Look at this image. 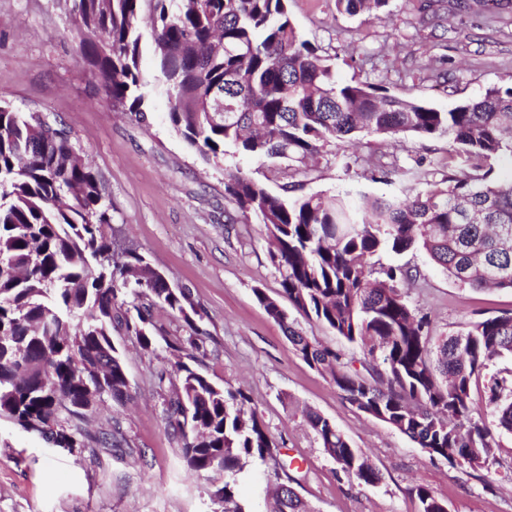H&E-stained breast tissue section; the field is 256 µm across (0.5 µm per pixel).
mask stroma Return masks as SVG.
<instances>
[{"mask_svg": "<svg viewBox=\"0 0 512 512\" xmlns=\"http://www.w3.org/2000/svg\"><path fill=\"white\" fill-rule=\"evenodd\" d=\"M390 0L379 16L340 12L336 0H288L298 33L328 59L338 80L380 84L397 96L445 110L512 80V0ZM0 101L22 113L61 120L82 158L106 187L105 204L120 241L144 253L172 286L188 289L203 317L197 348L180 360L218 384L242 388L260 412L297 490L316 512H420L425 485L448 512H512V434L494 435V456L471 468L430 459L415 442L349 404L329 376L310 367L255 299L281 293L261 224L243 223L224 199V171L239 167L271 192L332 196H403L397 169L422 167L425 191L459 172L448 140L361 134L336 141L309 165L260 163L244 156L203 162L171 127L166 96L154 97L148 121L121 111L78 56L66 0H0ZM383 265H409L413 306L428 312L435 335L463 330L480 310L512 312V291H477L448 276L427 254L381 253ZM165 335L155 351L116 329L132 399L111 398L89 413L96 434L120 429L121 447L68 452L0 420V512H211L208 483L187 470L162 409L161 372L177 359L167 341L191 330L153 307ZM306 336L360 364L359 344L291 312ZM329 418L379 470L381 480L348 479L325 453L302 412Z\"/></svg>", "mask_w": 512, "mask_h": 512, "instance_id": "stroma-1", "label": "stroma"}]
</instances>
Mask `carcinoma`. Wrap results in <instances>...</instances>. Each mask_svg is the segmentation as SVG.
<instances>
[{
	"label": "carcinoma",
	"instance_id": "1",
	"mask_svg": "<svg viewBox=\"0 0 512 512\" xmlns=\"http://www.w3.org/2000/svg\"><path fill=\"white\" fill-rule=\"evenodd\" d=\"M80 61L100 76L112 102L149 112L140 70L149 51L169 120L202 161L227 148L267 162L303 163L328 143L356 132L396 138L448 137L465 168L447 185L405 199L303 195L287 199L240 169L224 177V198L246 222L265 225L270 259L288 302L338 336L363 345L362 369L311 341L275 299L255 296L294 350L330 376L343 398L416 442L431 459L479 467L493 457L492 429L512 434V368L490 376L486 404L494 427L470 402L473 377L512 356V313L481 317L451 336H435L402 284L420 272L371 262L388 249L424 251L473 289H512V173L494 162L512 156V85L441 110L367 82L340 83L317 48L291 22L287 0H68ZM388 0H336L349 15L378 12ZM216 98L233 106L211 111ZM105 187L80 159L69 132L38 113L0 104V419L36 434L50 427L56 448L120 445L72 425L95 408L92 392L121 402L129 381L112 341L120 326L152 350L157 303L193 328L198 315L183 288L163 287L135 249L119 253L105 227ZM148 302H143V299ZM164 412L190 471L211 486L224 512H250L240 476L255 461H274L275 508L314 512L277 461L262 417L240 390L214 383L185 363ZM304 417L348 478L381 479L368 456L328 418ZM420 512H447L424 486Z\"/></svg>",
	"mask_w": 512,
	"mask_h": 512
}]
</instances>
